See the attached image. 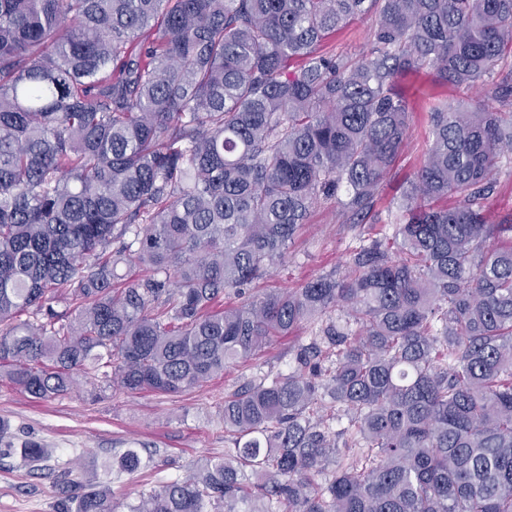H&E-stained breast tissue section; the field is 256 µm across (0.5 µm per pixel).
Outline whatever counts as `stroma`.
<instances>
[{
	"mask_svg": "<svg viewBox=\"0 0 512 512\" xmlns=\"http://www.w3.org/2000/svg\"><path fill=\"white\" fill-rule=\"evenodd\" d=\"M371 46V20L365 16L336 33L325 49L356 60ZM397 89L409 99L412 115L407 145L381 188V211L399 197L423 161L430 143V102L452 94L427 67L400 78ZM340 210L336 199L316 207L284 261L256 284L255 294L295 290L343 272L360 240L358 230L343 224ZM310 336L308 326L300 325L245 366L179 394H130L83 378L67 393L38 400L0 381V423L10 440L18 445L32 439L52 451L37 471L17 456L0 461V512H54L55 482L64 472L76 483L106 488L115 512H127L128 504L156 488L160 478L185 477L191 462L223 456L225 395L256 374L288 371L298 345L308 343ZM130 447L154 453L156 467L135 475L103 470L104 461Z\"/></svg>",
	"mask_w": 512,
	"mask_h": 512,
	"instance_id": "35a3bbf8",
	"label": "stroma"
}]
</instances>
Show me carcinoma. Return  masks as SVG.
Instances as JSON below:
<instances>
[{
	"label": "carcinoma",
	"instance_id": "cac0c4a2",
	"mask_svg": "<svg viewBox=\"0 0 512 512\" xmlns=\"http://www.w3.org/2000/svg\"><path fill=\"white\" fill-rule=\"evenodd\" d=\"M370 14L369 55L324 51ZM510 53L512 0H0V380L181 393L308 323L292 371L224 396V456L128 512H512V214L485 206L512 164ZM424 67L459 98L383 220L395 85ZM342 187L344 223L391 234L252 295ZM128 262L146 274L117 288ZM55 487V512H113Z\"/></svg>",
	"mask_w": 512,
	"mask_h": 512
}]
</instances>
